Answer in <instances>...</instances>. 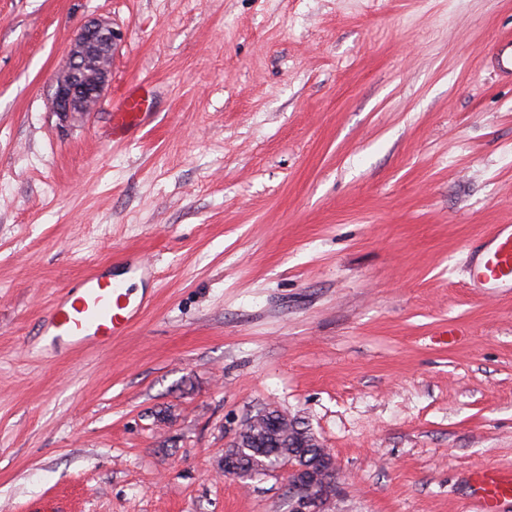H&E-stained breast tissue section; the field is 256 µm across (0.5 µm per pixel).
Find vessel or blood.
I'll return each instance as SVG.
<instances>
[{
  "instance_id": "1",
  "label": "vessel or blood",
  "mask_w": 512,
  "mask_h": 512,
  "mask_svg": "<svg viewBox=\"0 0 512 512\" xmlns=\"http://www.w3.org/2000/svg\"><path fill=\"white\" fill-rule=\"evenodd\" d=\"M149 103L139 92L125 93L112 114V131L121 133L141 123ZM494 245L472 268L473 282L496 288L512 282V225H498ZM149 297L132 298L113 282L110 268H96L77 287L61 290L43 315L41 357L62 347L105 349L114 336L131 328L148 307ZM471 497L477 512H500L512 502V471L486 469L472 477Z\"/></svg>"
}]
</instances>
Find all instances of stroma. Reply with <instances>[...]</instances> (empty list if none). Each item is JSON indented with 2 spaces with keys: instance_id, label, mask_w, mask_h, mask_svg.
Masks as SVG:
<instances>
[{
  "instance_id": "35a3bbf8",
  "label": "stroma",
  "mask_w": 512,
  "mask_h": 512,
  "mask_svg": "<svg viewBox=\"0 0 512 512\" xmlns=\"http://www.w3.org/2000/svg\"><path fill=\"white\" fill-rule=\"evenodd\" d=\"M94 18L124 39L66 119ZM511 36L512 0H0V512H289L285 472L221 470L268 408L335 456L327 512H471L512 471V288L469 277L512 225ZM131 252L137 324L25 353ZM122 40L106 20L90 21L76 33L55 80V112L72 117L93 109L108 86L112 55ZM149 108L148 99L139 92H126L112 113V137L141 123ZM472 483L476 512H500L505 502H512V471L486 469L473 475Z\"/></svg>"
}]
</instances>
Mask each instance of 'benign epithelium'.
<instances>
[{
  "mask_svg": "<svg viewBox=\"0 0 512 512\" xmlns=\"http://www.w3.org/2000/svg\"><path fill=\"white\" fill-rule=\"evenodd\" d=\"M123 34L106 20L91 21L74 36L66 61L55 80L54 110L65 117L93 109L108 86L112 55ZM304 450L290 454L281 469L292 477L290 512H325L333 493L327 489L331 476L338 474L336 459L330 453L322 461H308ZM224 475L248 478L237 456L224 452Z\"/></svg>",
  "mask_w": 512,
  "mask_h": 512,
  "instance_id": "benign-epithelium-1",
  "label": "benign epithelium"
}]
</instances>
